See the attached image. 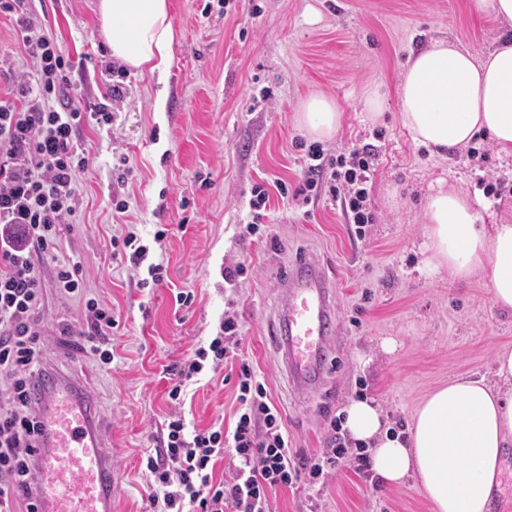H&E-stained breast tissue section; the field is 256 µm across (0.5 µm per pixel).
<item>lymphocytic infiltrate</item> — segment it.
<instances>
[{
    "mask_svg": "<svg viewBox=\"0 0 512 512\" xmlns=\"http://www.w3.org/2000/svg\"><path fill=\"white\" fill-rule=\"evenodd\" d=\"M0 11L15 15L30 70L18 72L12 95L0 98V377L6 378L0 406V512H38L31 495L34 454L44 432L37 418L28 380L41 363L36 320L44 303V261L57 231L76 213V179L90 157L77 135L84 123L111 125L125 101L121 83H113L111 102L94 115L75 103L70 62L57 43L33 20L29 0H0ZM303 183L289 189L280 181V196L295 194L311 202L328 194L354 224L356 235L374 223L368 186L373 158L368 148L349 154H326L309 144L303 156ZM112 253L137 273L139 288L164 281V266L150 259V247L135 232L113 238ZM53 279L61 294L82 300L92 352L111 365L115 352L110 334L117 325L111 309L87 295L75 263H57ZM240 344L235 315L225 314L208 344L194 349L172 370L168 397L180 400L185 387L207 370L215 371L235 355ZM239 409L232 431L201 429L185 418L169 417L159 450L147 456L149 494L145 512H270L269 494L278 487L315 486L341 465L367 466L363 448L346 442L341 419L330 423L327 448L306 458L291 451V442L277 407L249 365L238 375ZM237 465L231 479L215 481L214 467L224 455Z\"/></svg>",
    "mask_w": 512,
    "mask_h": 512,
    "instance_id": "1",
    "label": "lymphocytic infiltrate"
}]
</instances>
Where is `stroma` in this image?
Returning a JSON list of instances; mask_svg holds the SVG:
<instances>
[{
    "instance_id": "35a3bbf8",
    "label": "stroma",
    "mask_w": 512,
    "mask_h": 512,
    "mask_svg": "<svg viewBox=\"0 0 512 512\" xmlns=\"http://www.w3.org/2000/svg\"><path fill=\"white\" fill-rule=\"evenodd\" d=\"M99 0H32L43 31L71 62L70 79L84 112L106 103L113 79L124 82L128 106L112 126L85 124L78 140L92 162L78 176L81 204L58 233L54 258L76 262L87 289L112 308L117 355L101 365L62 325H83L81 303L46 279L40 313L44 368L79 380L97 405L102 432L121 473L116 512H143L148 493L143 458L154 451L172 413L201 428H232L237 372L249 362L278 407L295 451L325 447L331 418L358 396L373 399L396 430L406 429L422 398L448 377L487 369L501 346H512V314L494 307L485 280H449L423 270L424 206L446 183L476 203L479 223L512 218V154L479 135L448 157L430 154L399 121L397 88L412 52L450 39L479 54L493 50L505 29L473 14L468 0H170L176 31L165 84L113 58L101 33ZM17 25L0 14V94L21 68ZM383 86L385 113L370 122L366 91ZM324 94L344 114L329 153L371 145L374 223L356 235L339 205L321 196L308 206L282 199L273 185L302 181L294 125L301 99ZM166 109H155L158 95ZM129 209L114 213L109 192L120 157ZM494 193L485 196V183ZM269 190L257 235L253 187ZM135 225L144 241L166 230L153 254L165 268L162 287L137 288L133 272L114 259L112 236ZM316 256L335 291L334 359L323 385L303 393L289 381L283 353L264 338L280 309L297 256ZM248 269L241 287L225 283L226 265ZM193 292L191 306L174 292ZM234 308L241 346L224 367L192 385L183 402L167 396V366L184 361L219 330ZM272 512H431L414 483L389 487L370 470L336 467L324 484L279 488Z\"/></svg>"
}]
</instances>
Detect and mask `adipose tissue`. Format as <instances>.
Instances as JSON below:
<instances>
[{"instance_id":"obj_1","label":"adipose tissue","mask_w":512,"mask_h":512,"mask_svg":"<svg viewBox=\"0 0 512 512\" xmlns=\"http://www.w3.org/2000/svg\"><path fill=\"white\" fill-rule=\"evenodd\" d=\"M169 0H100L102 32L113 56L149 75L171 64L175 31ZM399 118L412 140L444 154L488 133L512 152V35L478 56L442 39L412 54L398 88ZM338 103L314 94L296 114L310 138H332L342 125ZM426 259L430 273L449 280L482 276L493 305L512 312V223L484 229L473 200L439 185L426 204ZM350 438L365 445L379 481L414 482L431 512H491L506 449L512 447V348L489 367L454 376L419 403L408 430L385 426L374 401L345 409Z\"/></svg>"}]
</instances>
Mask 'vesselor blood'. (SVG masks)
Here are the masks:
<instances>
[{"label":"vessel or blood","mask_w":512,"mask_h":512,"mask_svg":"<svg viewBox=\"0 0 512 512\" xmlns=\"http://www.w3.org/2000/svg\"><path fill=\"white\" fill-rule=\"evenodd\" d=\"M294 266L285 326L270 334H287L290 372L306 386L317 383L328 364L336 315L318 261L305 255ZM36 388L45 394L40 418L48 441L35 454L32 490L43 512H112L119 473L99 440L95 403L67 379L44 375Z\"/></svg>","instance_id":"vessel-or-blood-1"}]
</instances>
